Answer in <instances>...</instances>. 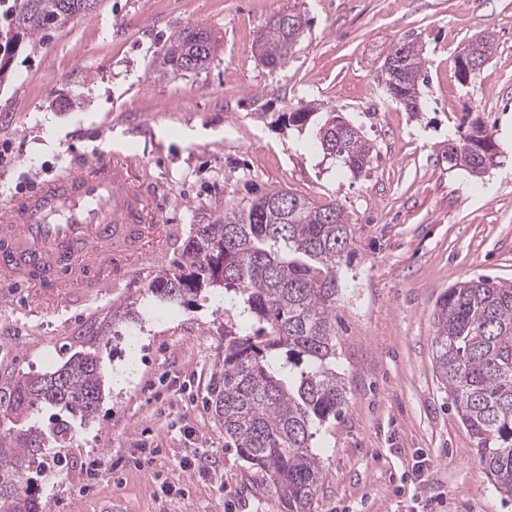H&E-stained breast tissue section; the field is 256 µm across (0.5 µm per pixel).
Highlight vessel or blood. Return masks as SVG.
I'll list each match as a JSON object with an SVG mask.
<instances>
[{
  "label": "vessel or blood",
  "instance_id": "obj_1",
  "mask_svg": "<svg viewBox=\"0 0 512 512\" xmlns=\"http://www.w3.org/2000/svg\"><path fill=\"white\" fill-rule=\"evenodd\" d=\"M145 208L127 158L41 181L0 212V281L57 297L99 287L143 252Z\"/></svg>",
  "mask_w": 512,
  "mask_h": 512
}]
</instances>
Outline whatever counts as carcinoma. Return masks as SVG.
Segmentation results:
<instances>
[{
	"label": "carcinoma",
	"mask_w": 512,
	"mask_h": 512,
	"mask_svg": "<svg viewBox=\"0 0 512 512\" xmlns=\"http://www.w3.org/2000/svg\"><path fill=\"white\" fill-rule=\"evenodd\" d=\"M101 0H0V81L22 43L93 15ZM301 11L274 13L257 37V57L275 70L287 63L310 30L292 28ZM218 46L206 28L187 26L164 47L163 75L176 78L206 68ZM492 35L476 37L455 58L487 63ZM409 63L386 75L391 101L415 112L418 104L398 98L399 85L427 82L423 47L416 40L396 45ZM313 113L297 107L279 119L299 130ZM460 154L450 167L483 177L502 155L495 129L480 120L453 138ZM316 147L338 158L353 174L373 159L375 145L360 128L339 116L316 132ZM355 227L338 201L317 206L305 196L271 190L247 205L200 224L181 259L160 271L147 292L170 304L185 302L207 288H221L241 309L255 333L224 327V358L210 390L214 419L224 427L226 446L236 448L278 500L281 512H313L324 481L317 436L348 406L342 374L336 370L337 309L341 270ZM112 320L136 324L130 305L112 307ZM433 357L461 423L477 440L479 464L494 489L512 499V284L470 279L446 289L433 313ZM109 326L96 328L86 348L44 373H25L0 385V512H47L24 475L43 466L46 448L68 431L64 424L43 427L32 421L42 405L84 419L94 417L103 398L99 350L110 342Z\"/></svg>",
	"instance_id": "carcinoma-1"
}]
</instances>
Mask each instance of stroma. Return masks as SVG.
I'll list each match as a JSON object with an SVG mask.
<instances>
[{"mask_svg":"<svg viewBox=\"0 0 512 512\" xmlns=\"http://www.w3.org/2000/svg\"><path fill=\"white\" fill-rule=\"evenodd\" d=\"M290 3L311 29L273 71L254 43ZM188 25L218 33L216 58L160 76L164 43ZM483 33L496 51L461 84L455 57ZM411 39L428 61L419 112L383 92L387 57ZM298 104L314 109L313 125L276 124ZM333 112L375 144L361 175L314 146ZM475 118L496 125L504 148L481 191L448 165L449 137ZM107 154L135 161L160 253L53 302L0 286V384L62 365L113 305L143 314L115 323L95 416H68L65 442L33 478L48 512H277L206 403L224 326L246 334V319L219 290L184 306L146 297L198 225L272 189L340 201L355 226L338 308L349 404L317 440L313 512H512L478 465L432 347L449 286L512 282V0H102L93 17L24 43L0 83V209L35 179ZM198 447L209 455L201 469Z\"/></svg>","mask_w":512,"mask_h":512,"instance_id":"stroma-1","label":"stroma"}]
</instances>
